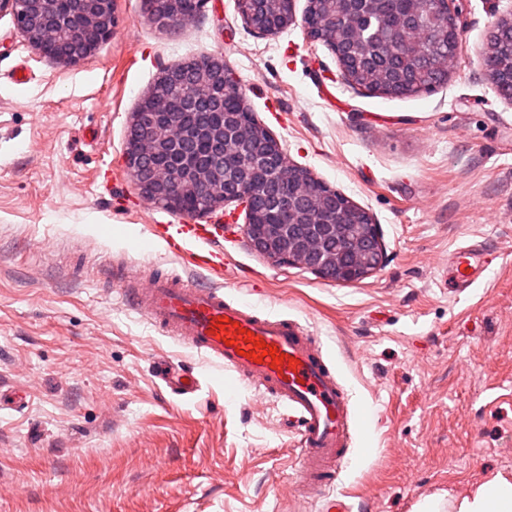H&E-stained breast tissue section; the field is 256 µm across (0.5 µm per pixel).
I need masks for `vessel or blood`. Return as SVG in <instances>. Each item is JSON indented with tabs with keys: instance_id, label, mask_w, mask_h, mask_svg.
<instances>
[{
	"instance_id": "1",
	"label": "vessel or blood",
	"mask_w": 512,
	"mask_h": 512,
	"mask_svg": "<svg viewBox=\"0 0 512 512\" xmlns=\"http://www.w3.org/2000/svg\"><path fill=\"white\" fill-rule=\"evenodd\" d=\"M172 250L188 254L194 267L214 277L228 273L218 253L202 247L187 253L181 243L173 244ZM499 256L497 248L481 242L450 251L452 293H466ZM122 293L129 311L283 408L289 425L297 430L296 477L283 496L288 512H308L313 501L320 512H351L334 485L350 462L352 435L363 413L309 330L289 318L254 312L226 298L220 287L162 274L145 280L127 278ZM258 341L276 347L283 361L266 356L254 362L249 353ZM155 373L175 395L192 396L201 389L191 371L169 362H158Z\"/></svg>"
}]
</instances>
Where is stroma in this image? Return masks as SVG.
Masks as SVG:
<instances>
[{
    "instance_id": "obj_1",
    "label": "stroma",
    "mask_w": 512,
    "mask_h": 512,
    "mask_svg": "<svg viewBox=\"0 0 512 512\" xmlns=\"http://www.w3.org/2000/svg\"><path fill=\"white\" fill-rule=\"evenodd\" d=\"M112 39L76 65L53 63L0 14V512H282L296 435L283 411L127 313L123 263L207 282L167 252L163 224L124 162L132 112L162 66L218 56L290 161L366 210L383 265L338 282L255 251L232 222L218 246L225 295L319 336L366 411L360 455L336 486L353 512H415L512 476V99L480 51L512 0H463L462 61L409 98L352 87L301 21L254 32L236 0H206L162 30L142 0H115ZM25 63L30 80L12 81ZM501 251L475 291L448 292L450 250ZM165 358L197 373L191 397L153 377Z\"/></svg>"
}]
</instances>
